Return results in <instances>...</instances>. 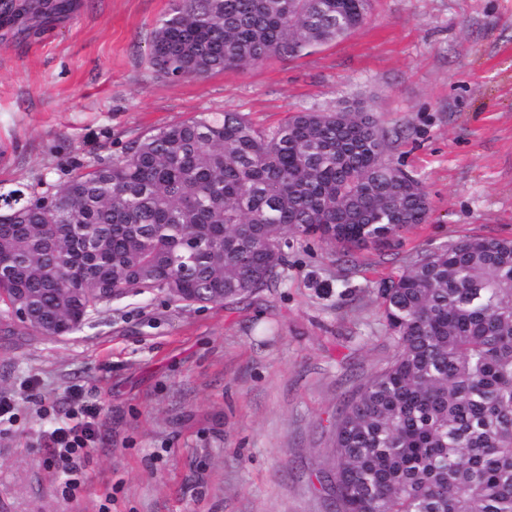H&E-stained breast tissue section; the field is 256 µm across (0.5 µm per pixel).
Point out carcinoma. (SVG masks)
<instances>
[{
    "mask_svg": "<svg viewBox=\"0 0 512 512\" xmlns=\"http://www.w3.org/2000/svg\"><path fill=\"white\" fill-rule=\"evenodd\" d=\"M372 0H173L148 43L172 80L297 57ZM359 102L257 128L236 112L152 129L53 193L0 181V303L27 329L78 328L114 297L202 305L278 280L288 236L350 252L424 224L422 183L385 159ZM394 354L336 420L318 463L337 512H512V238L464 235L379 289Z\"/></svg>",
    "mask_w": 512,
    "mask_h": 512,
    "instance_id": "1",
    "label": "carcinoma"
}]
</instances>
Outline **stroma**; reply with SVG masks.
I'll list each match as a JSON object with an SVG mask.
<instances>
[{
	"instance_id": "stroma-1",
	"label": "stroma",
	"mask_w": 512,
	"mask_h": 512,
	"mask_svg": "<svg viewBox=\"0 0 512 512\" xmlns=\"http://www.w3.org/2000/svg\"><path fill=\"white\" fill-rule=\"evenodd\" d=\"M34 36L0 30V180L38 191L202 114L276 125L358 100L427 223L344 255L294 237L281 283L234 304L127 295L58 338L0 322V512H330L316 477L337 417L394 353L382 281L458 236L512 237V0H374L299 57L172 80L147 63L171 0H73ZM94 408L78 486L47 467L54 428Z\"/></svg>"
}]
</instances>
